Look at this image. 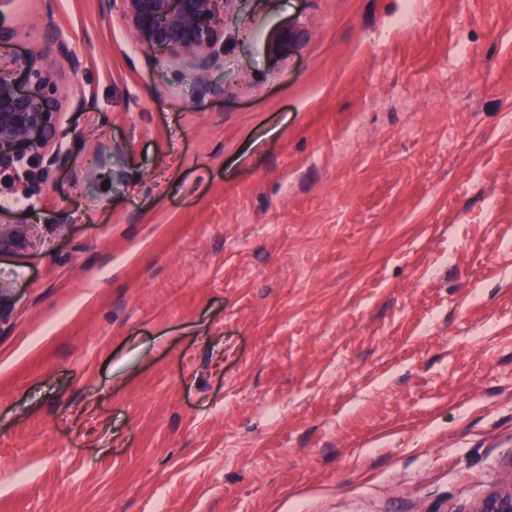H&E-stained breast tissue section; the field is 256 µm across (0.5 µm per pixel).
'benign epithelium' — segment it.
<instances>
[{
    "instance_id": "obj_1",
    "label": "benign epithelium",
    "mask_w": 512,
    "mask_h": 512,
    "mask_svg": "<svg viewBox=\"0 0 512 512\" xmlns=\"http://www.w3.org/2000/svg\"><path fill=\"white\" fill-rule=\"evenodd\" d=\"M229 0H102L107 15L118 14L128 32L147 53L181 54L193 71L215 62L224 4ZM77 56L59 34L47 31L39 44L17 61L25 84L0 72V176L34 175L59 166L69 131L60 121L58 82ZM26 225L0 224V250L20 243ZM474 512H512V488L482 499Z\"/></svg>"
}]
</instances>
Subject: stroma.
<instances>
[{
    "mask_svg": "<svg viewBox=\"0 0 512 512\" xmlns=\"http://www.w3.org/2000/svg\"><path fill=\"white\" fill-rule=\"evenodd\" d=\"M4 20L0 69L46 28L81 65L48 192L0 182V512L512 486V0H230L198 75L100 0Z\"/></svg>",
    "mask_w": 512,
    "mask_h": 512,
    "instance_id": "1",
    "label": "stroma"
}]
</instances>
